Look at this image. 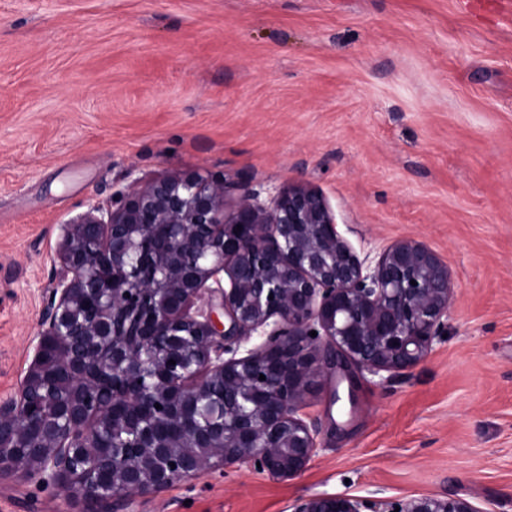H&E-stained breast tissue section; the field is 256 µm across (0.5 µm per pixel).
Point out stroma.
I'll return each instance as SVG.
<instances>
[{"label": "stroma", "instance_id": "obj_1", "mask_svg": "<svg viewBox=\"0 0 512 512\" xmlns=\"http://www.w3.org/2000/svg\"><path fill=\"white\" fill-rule=\"evenodd\" d=\"M189 172L262 202L309 185L360 257L414 238L456 288L423 362L359 372L352 404L330 380L309 396L301 475L217 470L131 512L331 494L512 512V0H0V398L31 361L61 224ZM84 508L0 477V512Z\"/></svg>", "mask_w": 512, "mask_h": 512}]
</instances>
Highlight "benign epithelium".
Returning a JSON list of instances; mask_svg holds the SVG:
<instances>
[{
	"mask_svg": "<svg viewBox=\"0 0 512 512\" xmlns=\"http://www.w3.org/2000/svg\"><path fill=\"white\" fill-rule=\"evenodd\" d=\"M237 189L200 172L136 181L60 226L32 361L0 399V475L77 495L86 512H127L136 495L231 467L290 479L317 448L302 409L320 381L400 374L446 334L455 281L426 244L396 240L370 266L318 190L230 207ZM369 508L316 495L293 512ZM396 509L478 512L453 495L381 512Z\"/></svg>",
	"mask_w": 512,
	"mask_h": 512,
	"instance_id": "7a95c632",
	"label": "benign epithelium"
}]
</instances>
